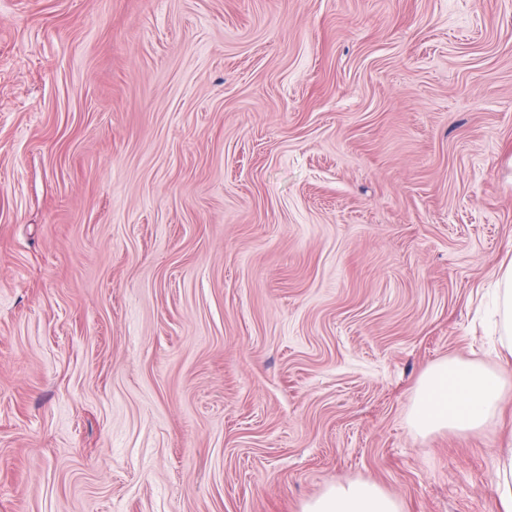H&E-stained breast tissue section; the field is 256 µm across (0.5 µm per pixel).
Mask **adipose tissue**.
I'll list each match as a JSON object with an SVG mask.
<instances>
[{
  "instance_id": "1",
  "label": "adipose tissue",
  "mask_w": 512,
  "mask_h": 512,
  "mask_svg": "<svg viewBox=\"0 0 512 512\" xmlns=\"http://www.w3.org/2000/svg\"><path fill=\"white\" fill-rule=\"evenodd\" d=\"M497 341L512 356V263L501 268L494 300ZM512 395V372L468 361H443L422 375L409 413L418 434L481 433ZM302 512H402L401 503L371 480L339 481L307 501Z\"/></svg>"
}]
</instances>
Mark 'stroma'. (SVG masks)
Segmentation results:
<instances>
[{
	"label": "stroma",
	"mask_w": 512,
	"mask_h": 512,
	"mask_svg": "<svg viewBox=\"0 0 512 512\" xmlns=\"http://www.w3.org/2000/svg\"><path fill=\"white\" fill-rule=\"evenodd\" d=\"M512 0H0V512H495ZM508 368L511 365L508 359ZM508 368L491 370L468 361H443L422 375L409 413L418 434L443 430L481 433L512 392ZM302 512H402V505L374 481L350 480L328 486Z\"/></svg>",
	"instance_id": "stroma-1"
}]
</instances>
